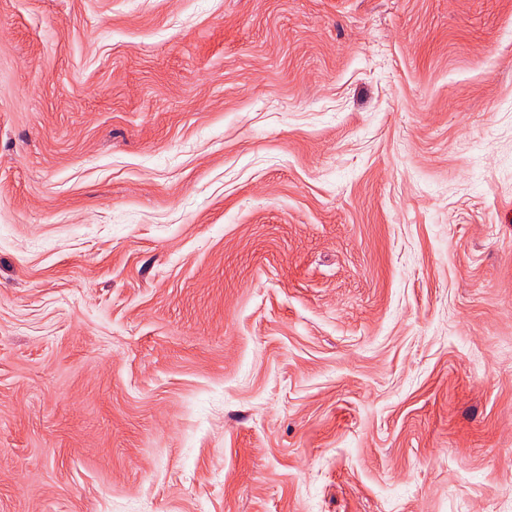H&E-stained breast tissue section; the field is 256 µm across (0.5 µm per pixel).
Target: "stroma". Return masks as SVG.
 <instances>
[{
  "label": "stroma",
  "mask_w": 512,
  "mask_h": 512,
  "mask_svg": "<svg viewBox=\"0 0 512 512\" xmlns=\"http://www.w3.org/2000/svg\"><path fill=\"white\" fill-rule=\"evenodd\" d=\"M0 512H512V0H0Z\"/></svg>",
  "instance_id": "35a3bbf8"
}]
</instances>
